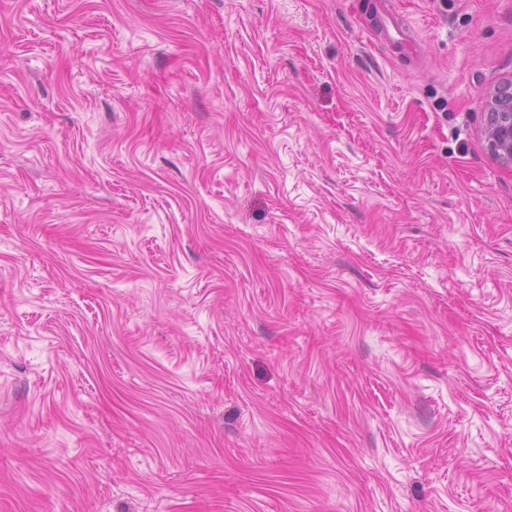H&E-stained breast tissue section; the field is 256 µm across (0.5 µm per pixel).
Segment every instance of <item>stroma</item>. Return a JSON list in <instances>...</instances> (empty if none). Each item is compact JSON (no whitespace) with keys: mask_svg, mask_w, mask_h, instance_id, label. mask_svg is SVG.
<instances>
[{"mask_svg":"<svg viewBox=\"0 0 512 512\" xmlns=\"http://www.w3.org/2000/svg\"><path fill=\"white\" fill-rule=\"evenodd\" d=\"M0 0V512H512V0ZM487 138L491 152L512 165V84H505L491 95Z\"/></svg>","mask_w":512,"mask_h":512,"instance_id":"obj_1","label":"stroma"}]
</instances>
